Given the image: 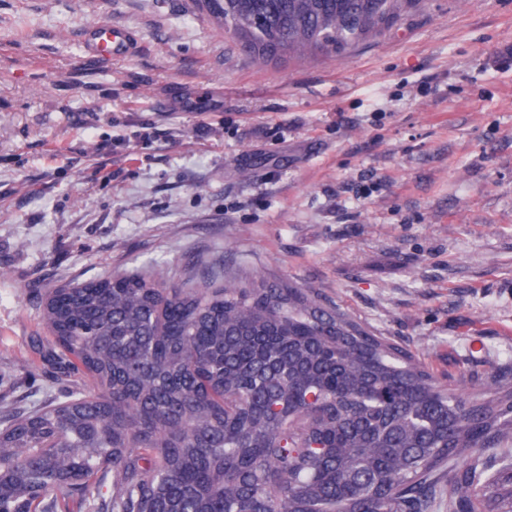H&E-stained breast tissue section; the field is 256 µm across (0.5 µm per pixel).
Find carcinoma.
Wrapping results in <instances>:
<instances>
[{
	"instance_id": "1",
	"label": "carcinoma",
	"mask_w": 512,
	"mask_h": 512,
	"mask_svg": "<svg viewBox=\"0 0 512 512\" xmlns=\"http://www.w3.org/2000/svg\"><path fill=\"white\" fill-rule=\"evenodd\" d=\"M421 0H198L258 66L336 61ZM56 288L64 398L0 427V512H494L479 458L512 443V374L479 396L291 278L152 267Z\"/></svg>"
}]
</instances>
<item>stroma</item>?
<instances>
[{
	"mask_svg": "<svg viewBox=\"0 0 512 512\" xmlns=\"http://www.w3.org/2000/svg\"><path fill=\"white\" fill-rule=\"evenodd\" d=\"M103 20L133 57L82 60ZM156 264L292 277L451 385L511 369L512 0L264 67L194 0H0V414L68 385L52 289Z\"/></svg>",
	"mask_w": 512,
	"mask_h": 512,
	"instance_id": "35a3bbf8",
	"label": "stroma"
}]
</instances>
